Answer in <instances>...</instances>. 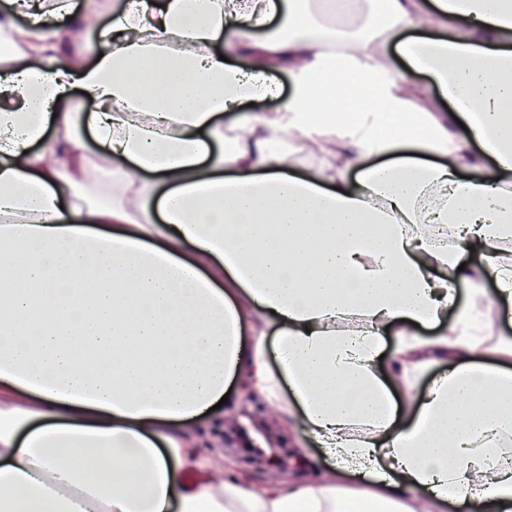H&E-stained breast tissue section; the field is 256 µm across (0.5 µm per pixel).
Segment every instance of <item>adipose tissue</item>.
<instances>
[{
    "label": "adipose tissue",
    "instance_id": "1",
    "mask_svg": "<svg viewBox=\"0 0 512 512\" xmlns=\"http://www.w3.org/2000/svg\"><path fill=\"white\" fill-rule=\"evenodd\" d=\"M353 5L126 0L83 60L13 0L31 24L0 25V512H512V340L481 361L479 287L512 315V0H383L350 27ZM422 74L447 111L421 107ZM359 95L343 121L310 105ZM260 98L226 142L225 113ZM325 143L344 165L301 161ZM240 374L332 460L321 479L186 484L212 463L180 432Z\"/></svg>",
    "mask_w": 512,
    "mask_h": 512
}]
</instances>
